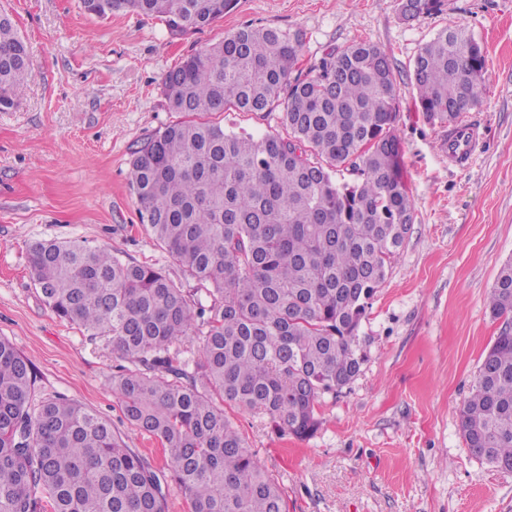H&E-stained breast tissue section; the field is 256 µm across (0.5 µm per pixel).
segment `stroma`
<instances>
[{
    "label": "stroma",
    "instance_id": "obj_1",
    "mask_svg": "<svg viewBox=\"0 0 512 512\" xmlns=\"http://www.w3.org/2000/svg\"><path fill=\"white\" fill-rule=\"evenodd\" d=\"M1 9L28 44L33 77L20 105L0 111V337L32 363L34 401H76L164 466L161 442L126 422L112 392L120 358L50 312L28 247L86 240L193 287L145 230L129 187L133 151L179 118L164 74L247 24L301 31L304 77L330 48L368 40L387 53L398 85L394 132L415 221L359 326L364 362L350 384L320 397V426L307 439L225 412L284 488L288 512H512V473L472 456L461 431L499 331L486 299L512 259V0H443L412 22L399 0H238L211 26L178 34L144 14L89 15L80 0H0ZM454 23L486 51L482 101L467 113L485 146L465 170L449 165L446 131L418 111L410 81L422 47Z\"/></svg>",
    "mask_w": 512,
    "mask_h": 512
}]
</instances>
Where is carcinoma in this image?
Segmentation results:
<instances>
[{"instance_id":"1","label":"carcinoma","mask_w":512,"mask_h":512,"mask_svg":"<svg viewBox=\"0 0 512 512\" xmlns=\"http://www.w3.org/2000/svg\"><path fill=\"white\" fill-rule=\"evenodd\" d=\"M81 3L98 18L132 11L179 33L213 24L236 0ZM303 47L299 32L246 25L164 77L172 111L190 119L142 142L130 187L143 225L200 288L84 241L29 248L50 311L129 362L112 392L124 418L161 441L190 512H287L224 405L312 436L320 395L360 371L358 328L414 223L387 53L357 41L326 52L314 76L293 77ZM485 65L463 24L425 44L411 84L431 125L452 126L480 104ZM31 77L27 43L1 12L0 110L18 105ZM277 108L283 134L206 119ZM486 304L501 327L463 404L462 436L475 457L512 473V260ZM185 343L198 358H180ZM34 383L0 337V512H165L159 472L104 417L61 397L34 405Z\"/></svg>"}]
</instances>
